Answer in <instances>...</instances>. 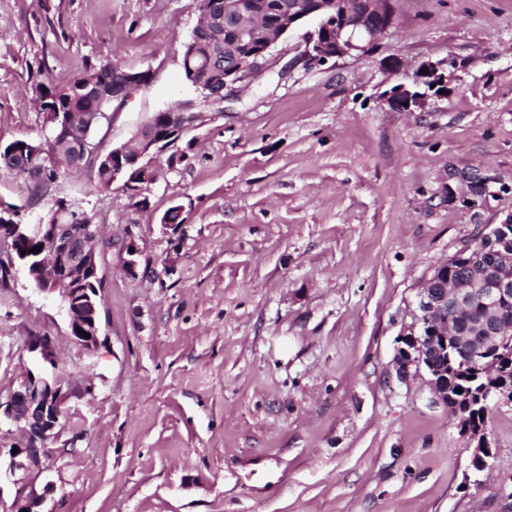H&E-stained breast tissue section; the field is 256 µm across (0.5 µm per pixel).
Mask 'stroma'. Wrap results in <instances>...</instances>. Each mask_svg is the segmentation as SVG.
I'll return each instance as SVG.
<instances>
[{
	"label": "stroma",
	"instance_id": "1",
	"mask_svg": "<svg viewBox=\"0 0 512 512\" xmlns=\"http://www.w3.org/2000/svg\"><path fill=\"white\" fill-rule=\"evenodd\" d=\"M393 5L369 55L307 66L303 29L282 38L272 66L157 154L147 205L89 166L37 192L0 169L23 222L64 199L104 240L93 351L72 341L60 293L18 268L0 282V398L35 334L53 339L68 394L29 478L42 512H512V406L490 405L476 472L469 436L393 364L434 269L512 212V192L474 213L445 200L452 169L512 185V0ZM198 18L197 0H0V144L43 136L42 76L65 84L106 57L152 81L106 106L101 150L155 112L200 107L181 67ZM388 56L405 68L385 74ZM448 58V97L381 102ZM177 205L182 224L164 225Z\"/></svg>",
	"mask_w": 512,
	"mask_h": 512
}]
</instances>
